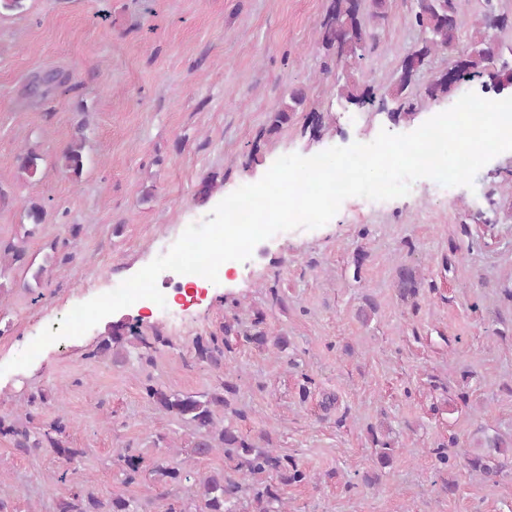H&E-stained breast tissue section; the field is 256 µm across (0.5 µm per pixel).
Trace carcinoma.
Masks as SVG:
<instances>
[{"label": "carcinoma", "mask_w": 512, "mask_h": 512, "mask_svg": "<svg viewBox=\"0 0 512 512\" xmlns=\"http://www.w3.org/2000/svg\"><path fill=\"white\" fill-rule=\"evenodd\" d=\"M462 0H425L419 4L412 17L413 25L421 34L420 41L402 57L398 78L390 96L396 101V116L410 115L416 109L415 99L406 93L413 79L427 65L428 59L439 50H453L458 45ZM508 19L496 14L492 0H486L485 11L478 20L480 37L468 50L456 56L464 73L470 76L493 74L497 81L512 82V71L495 69V46L489 31L504 27ZM321 47L335 64L358 55L366 44L368 33L359 18L358 0H332L331 6L320 22ZM65 83L57 72L37 74L32 81L30 96L43 98ZM455 78L449 73L434 76L425 87L431 98L448 94ZM340 94L358 106L375 100L373 91L358 90L354 85H344ZM302 87L289 92V102L278 106L271 118L268 132H277L291 119L296 107L305 102ZM40 155L32 148L21 151L16 157L20 176L35 177L39 171ZM61 167L72 179H78L83 171V141L70 143L61 156ZM29 229L24 236L34 234V229L44 221L45 210L35 201L25 206ZM25 248L18 242H0V277L6 268L25 261ZM396 287L401 298L417 294L416 271L401 266L397 271ZM123 342L121 328L112 329L103 339L96 353L112 354L113 345ZM226 341L217 336L198 345L199 358L209 366L224 367ZM144 391L154 409L190 426L193 441L190 448L194 457H206L215 452L224 454L225 460L234 463L232 472L209 475L198 479L197 496L204 505V512H237L239 502L249 498L254 504L253 512H288V505L277 493L276 484H302L310 480L306 471L300 469L295 460L277 449L262 447L243 436L233 426L232 419L243 418V413L232 407V400L239 391L238 383L226 378L220 389L211 393L194 395L168 391L157 385L146 383ZM31 411L24 414L0 415V436L10 439L14 448L28 453L39 448H50L55 454L71 460L81 450L71 446L68 440L69 424L65 417L58 416L50 424L37 427L33 424ZM465 465L472 475L485 484H496L498 478L512 467V438L504 439L495 434L485 438L479 448L462 453ZM113 464L123 476V482L132 484L144 473L142 460L131 454L130 449L115 451ZM149 473L166 485L179 486L190 479V465L186 462L173 465L166 460L153 463ZM59 512H140L137 501L123 497L102 499L84 489L72 490L59 502Z\"/></svg>", "instance_id": "1"}]
</instances>
